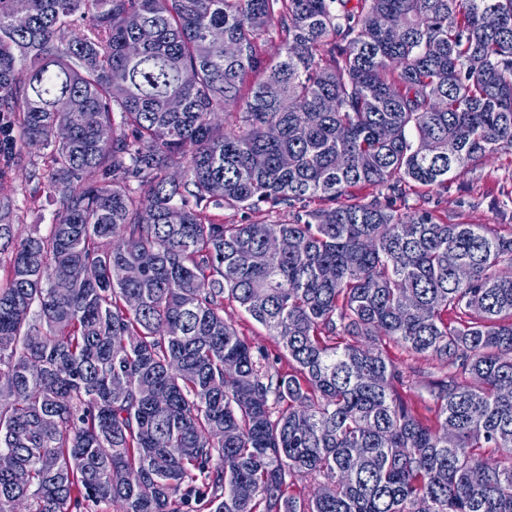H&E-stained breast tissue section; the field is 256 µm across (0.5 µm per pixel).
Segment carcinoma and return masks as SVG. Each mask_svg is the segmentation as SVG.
<instances>
[{
  "label": "carcinoma",
  "mask_w": 512,
  "mask_h": 512,
  "mask_svg": "<svg viewBox=\"0 0 512 512\" xmlns=\"http://www.w3.org/2000/svg\"><path fill=\"white\" fill-rule=\"evenodd\" d=\"M349 2L0 0V177L39 144L61 205L0 199V512H512V232L395 205L512 150V0ZM386 339L448 371L411 400ZM209 215L217 223L240 224L245 220L260 224H278L291 219L288 208L269 209L267 205H260L259 208L246 213L230 208H210ZM224 319L230 321L237 328L239 335L245 338L252 346L264 348L269 354L279 352L278 345L273 336L249 315L242 311L237 303L224 300Z\"/></svg>",
  "instance_id": "obj_1"
}]
</instances>
